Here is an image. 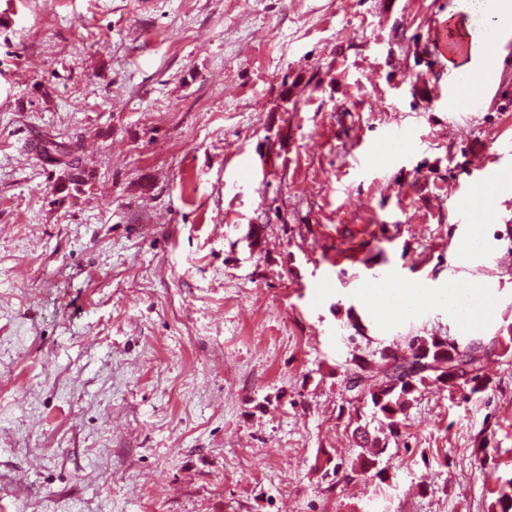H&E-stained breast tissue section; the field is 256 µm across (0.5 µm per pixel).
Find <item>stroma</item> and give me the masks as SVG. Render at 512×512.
<instances>
[{"mask_svg": "<svg viewBox=\"0 0 512 512\" xmlns=\"http://www.w3.org/2000/svg\"><path fill=\"white\" fill-rule=\"evenodd\" d=\"M457 9L0 0V512H491L512 357L485 359L483 392L422 388L379 477L349 475L371 410L342 384L416 335L512 328V194L460 221L476 168L512 174V39L450 118L433 34ZM377 280L481 281L490 314L387 322L362 298Z\"/></svg>", "mask_w": 512, "mask_h": 512, "instance_id": "stroma-1", "label": "stroma"}]
</instances>
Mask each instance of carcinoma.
Segmentation results:
<instances>
[{
	"instance_id": "obj_1",
	"label": "carcinoma",
	"mask_w": 512,
	"mask_h": 512,
	"mask_svg": "<svg viewBox=\"0 0 512 512\" xmlns=\"http://www.w3.org/2000/svg\"><path fill=\"white\" fill-rule=\"evenodd\" d=\"M410 356L424 369L411 373L407 377L387 372L386 366L392 361H403L405 357L383 350L381 362L376 370L368 373L364 366L352 371L356 376L358 388L344 386L348 396L357 395L364 403H369L373 415L380 418L389 431V437L380 438L371 434L362 425L352 431L356 446L362 449L350 465L351 472L363 476L371 471L381 475L384 469L379 467L382 454L388 446V438H397L405 410L414 400L419 387L441 384L450 389H470L475 394L486 389L482 383L481 370L484 355L500 348L507 352L512 349V335L495 336L490 340L475 339L469 358V371H456L453 365L454 346L446 336H412L408 340ZM492 512H512V478L505 481L498 491V497L492 506Z\"/></svg>"
}]
</instances>
